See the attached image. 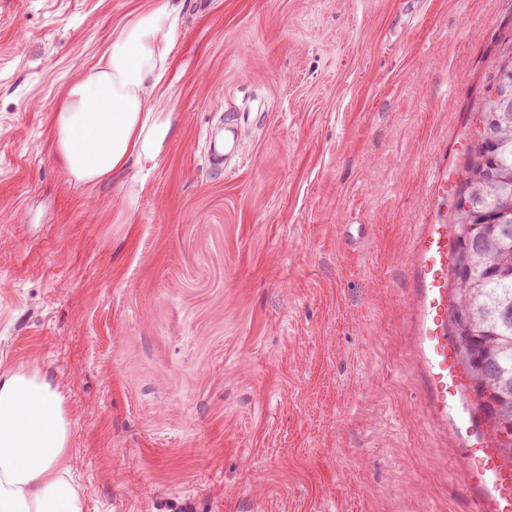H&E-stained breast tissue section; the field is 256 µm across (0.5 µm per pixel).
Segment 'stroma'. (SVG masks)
Wrapping results in <instances>:
<instances>
[{
	"instance_id": "1",
	"label": "stroma",
	"mask_w": 512,
	"mask_h": 512,
	"mask_svg": "<svg viewBox=\"0 0 512 512\" xmlns=\"http://www.w3.org/2000/svg\"><path fill=\"white\" fill-rule=\"evenodd\" d=\"M163 3L0 0V371L63 397L85 512H475L407 253L455 222L512 0H179L169 149L77 184L50 116Z\"/></svg>"
}]
</instances>
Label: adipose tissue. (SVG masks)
Returning a JSON list of instances; mask_svg holds the SVG:
<instances>
[{"label": "adipose tissue", "mask_w": 512, "mask_h": 512, "mask_svg": "<svg viewBox=\"0 0 512 512\" xmlns=\"http://www.w3.org/2000/svg\"><path fill=\"white\" fill-rule=\"evenodd\" d=\"M179 36L178 16L166 8L134 14L65 87L50 117V151L73 182H111L168 150L172 115L150 99ZM69 442L63 400L39 370L0 374V512H84L68 478Z\"/></svg>", "instance_id": "adipose-tissue-1"}]
</instances>
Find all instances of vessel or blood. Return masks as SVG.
Masks as SVG:
<instances>
[{"label":"vessel or blood","instance_id":"vessel-or-blood-1","mask_svg":"<svg viewBox=\"0 0 512 512\" xmlns=\"http://www.w3.org/2000/svg\"><path fill=\"white\" fill-rule=\"evenodd\" d=\"M452 246L444 224L423 225L409 257L417 304L415 350L423 378V407L433 428L453 425L463 439L469 483L491 512H512V465L480 430L464 400L469 383L448 334V265Z\"/></svg>","mask_w":512,"mask_h":512}]
</instances>
